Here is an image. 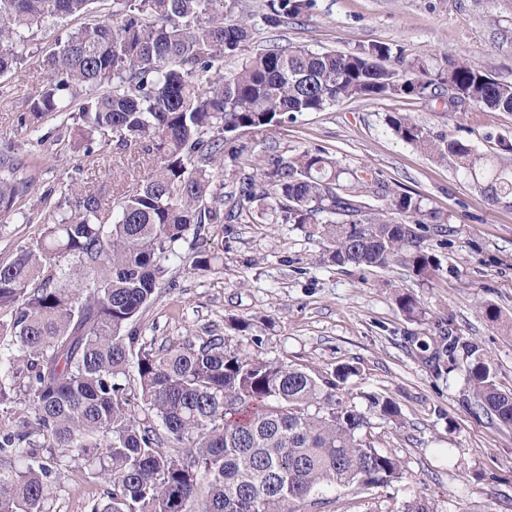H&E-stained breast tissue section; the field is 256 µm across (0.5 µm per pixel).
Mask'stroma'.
<instances>
[{
  "label": "stroma",
  "instance_id": "stroma-1",
  "mask_svg": "<svg viewBox=\"0 0 512 512\" xmlns=\"http://www.w3.org/2000/svg\"><path fill=\"white\" fill-rule=\"evenodd\" d=\"M78 20L49 19L29 47L26 61L0 75V147L38 164L34 200L71 179L111 187L122 164L114 146L94 163L76 148L70 132L61 145L41 144L57 135V120L35 131L19 129L17 117L35 93L40 64ZM382 43L403 56H425L436 64L460 55L502 82H512V0H316L310 17L278 29L256 23L251 40L225 58V71L277 44L314 51L347 52ZM390 112L407 114L433 137L451 134L478 151L499 153V138L512 140V113L470 106L443 111L427 98L347 100L323 112H309L265 133L239 131L241 156L216 169L225 206L241 173L252 172L273 155L285 158L309 148L325 150L347 168L371 169L382 182L422 198L426 209L447 217L448 233L430 237L440 262L435 277L423 280L410 270L338 268L320 263L321 240L293 224H267L254 209H242L236 223L213 224L207 240L217 244L222 263L205 274L191 268V251L168 261V282L141 319L146 343L183 342L211 333L231 336L228 324L248 321L249 332L231 336L245 354L286 362L310 372L339 365L355 367L344 390L366 409V397H391L397 420L374 419L376 448L399 460L400 479L361 490L340 487L319 494L301 512H402L415 496L432 512H512V429L477 418L466 408L461 371L432 361L429 346L438 321L453 336L477 342L491 357L501 386L512 388V205H491L456 170L396 137L384 123ZM44 227L21 218L0 221V264L40 237ZM412 295L422 317L407 319L395 297ZM502 312L498 324L481 314V304ZM104 483L90 469L58 466L44 512H87L102 498Z\"/></svg>",
  "mask_w": 512,
  "mask_h": 512
}]
</instances>
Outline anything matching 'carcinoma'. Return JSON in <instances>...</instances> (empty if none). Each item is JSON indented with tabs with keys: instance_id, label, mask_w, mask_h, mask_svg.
Masks as SVG:
<instances>
[{
	"instance_id": "cac0c4a2",
	"label": "carcinoma",
	"mask_w": 512,
	"mask_h": 512,
	"mask_svg": "<svg viewBox=\"0 0 512 512\" xmlns=\"http://www.w3.org/2000/svg\"><path fill=\"white\" fill-rule=\"evenodd\" d=\"M0 0V74L23 60L49 18L85 17L42 61L46 82L17 124L47 117L85 128L150 163L112 190L62 182L61 204L40 199L44 231L0 264V411L24 405L0 429V512H44L55 466L81 464L106 483L89 512H298L327 488L387 486L397 459L367 438L371 418L399 417L396 403L368 396L350 404L341 382L352 369L308 372L244 356L227 336L154 347L140 320L165 280L164 261L224 216V186L213 169L238 154L235 132L264 133L284 115L323 112L353 99L440 97L448 104L512 113V83L465 58L429 67L381 43L349 52L274 46L222 73L224 56L251 38L250 17L226 19L239 0ZM315 0H266L263 22L307 17ZM386 123L404 142L453 158L496 205L512 203V163L455 136L430 137L403 113ZM0 150V219L19 213L35 175ZM239 199L274 224H295L325 244L322 260L341 268L393 265L429 279L439 270L426 240L441 217L422 199L352 171L321 150L273 157L238 179ZM220 254L200 250L191 269L208 272ZM408 317L422 314L408 294ZM432 359L465 373L467 410L512 428V389L497 382L476 342L440 332ZM136 386H126L129 373ZM142 404L132 413L130 397Z\"/></svg>"
}]
</instances>
